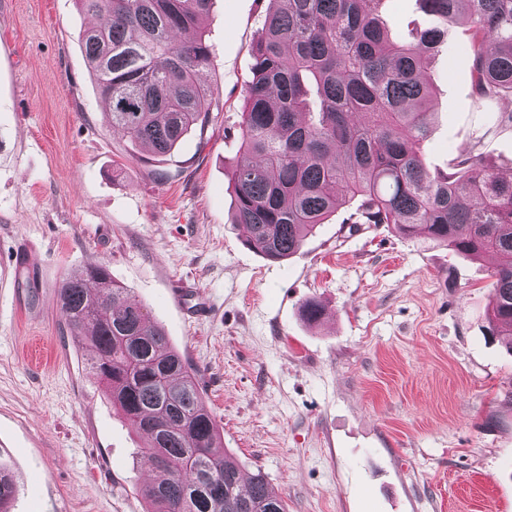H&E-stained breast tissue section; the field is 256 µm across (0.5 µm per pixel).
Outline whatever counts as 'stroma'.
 Segmentation results:
<instances>
[{
	"instance_id": "obj_1",
	"label": "stroma",
	"mask_w": 512,
	"mask_h": 512,
	"mask_svg": "<svg viewBox=\"0 0 512 512\" xmlns=\"http://www.w3.org/2000/svg\"><path fill=\"white\" fill-rule=\"evenodd\" d=\"M268 0H213L206 129L141 160L90 80L75 0H0V461L11 512H146L129 429L57 303L76 269L106 264L196 374L224 447L264 471L288 512H512V337L488 320L490 259L333 216L286 262L231 221L232 172ZM394 36L434 25L387 0ZM454 23L426 77L437 93L430 168L485 124ZM189 279L202 320L171 302ZM334 315L309 325L306 301ZM18 493L12 472L0 464V512H10V505Z\"/></svg>"
}]
</instances>
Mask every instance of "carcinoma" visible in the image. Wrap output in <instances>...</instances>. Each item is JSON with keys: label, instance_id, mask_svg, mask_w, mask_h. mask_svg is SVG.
Returning <instances> with one entry per match:
<instances>
[{"label": "carcinoma", "instance_id": "obj_1", "mask_svg": "<svg viewBox=\"0 0 512 512\" xmlns=\"http://www.w3.org/2000/svg\"><path fill=\"white\" fill-rule=\"evenodd\" d=\"M107 24L81 49L112 129L166 156L205 128L219 93L199 79L212 54L194 33L212 0H76ZM241 114L233 170V223L247 247L282 263L336 210L346 224H391L456 255L493 259L492 322L512 327V179L479 149L490 129L512 123V0H419L442 24L391 37L386 0H271ZM466 20L477 111L485 128L451 171H433L422 146L431 129L429 61L448 21ZM57 301L87 361L128 425L149 473V512H287L260 469L249 484L224 450L196 375L103 264L65 277ZM18 493L0 464V512Z\"/></svg>", "mask_w": 512, "mask_h": 512}]
</instances>
